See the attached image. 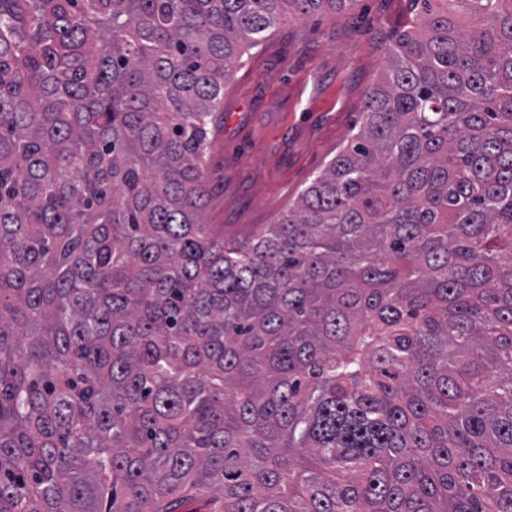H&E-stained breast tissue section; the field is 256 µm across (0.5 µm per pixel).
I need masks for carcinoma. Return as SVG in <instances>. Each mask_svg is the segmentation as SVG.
<instances>
[{
    "label": "carcinoma",
    "mask_w": 512,
    "mask_h": 512,
    "mask_svg": "<svg viewBox=\"0 0 512 512\" xmlns=\"http://www.w3.org/2000/svg\"><path fill=\"white\" fill-rule=\"evenodd\" d=\"M450 1L241 236L224 81L353 0H0V512H512V0Z\"/></svg>",
    "instance_id": "obj_1"
}]
</instances>
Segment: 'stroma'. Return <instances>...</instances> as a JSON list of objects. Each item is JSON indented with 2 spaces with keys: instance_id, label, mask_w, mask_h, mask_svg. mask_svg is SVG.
<instances>
[{
  "instance_id": "stroma-1",
  "label": "stroma",
  "mask_w": 512,
  "mask_h": 512,
  "mask_svg": "<svg viewBox=\"0 0 512 512\" xmlns=\"http://www.w3.org/2000/svg\"><path fill=\"white\" fill-rule=\"evenodd\" d=\"M411 0L283 14L224 85L207 161L204 221L228 234L270 224L358 132Z\"/></svg>"
}]
</instances>
